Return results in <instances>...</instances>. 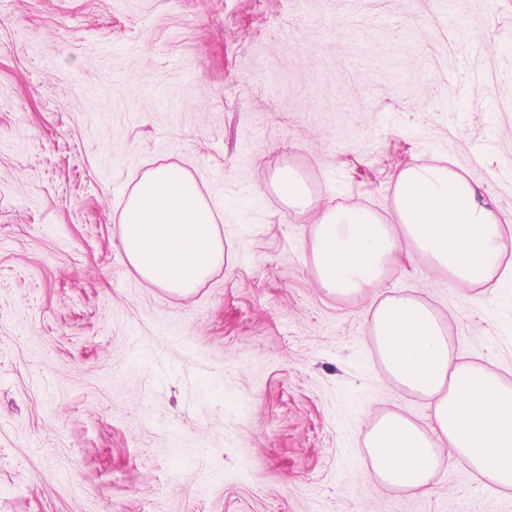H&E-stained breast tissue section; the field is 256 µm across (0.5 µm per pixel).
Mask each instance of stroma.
<instances>
[{"label": "stroma", "instance_id": "stroma-1", "mask_svg": "<svg viewBox=\"0 0 512 512\" xmlns=\"http://www.w3.org/2000/svg\"><path fill=\"white\" fill-rule=\"evenodd\" d=\"M0 0V512H512L455 458L429 494L365 447L431 429L373 346V295L316 288L311 226L271 180L393 212L452 160L512 212V0ZM176 164L220 213L189 298L129 265L120 212ZM465 360L512 386V275L389 267Z\"/></svg>", "mask_w": 512, "mask_h": 512}]
</instances>
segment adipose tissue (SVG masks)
Wrapping results in <instances>:
<instances>
[{"mask_svg":"<svg viewBox=\"0 0 512 512\" xmlns=\"http://www.w3.org/2000/svg\"><path fill=\"white\" fill-rule=\"evenodd\" d=\"M273 186L289 208L309 217L315 285L338 297L374 292L372 335L389 377L428 400L434 428L424 431L384 413L366 446L386 485L428 492L443 455L512 490V387L483 364L461 361L436 312L419 297L383 288L398 256L418 253L458 284L482 285L505 269L512 214L455 166L422 161L395 176L394 221L364 208L320 203L293 168Z\"/></svg>","mask_w":512,"mask_h":512,"instance_id":"ef3b65f1","label":"adipose tissue"}]
</instances>
